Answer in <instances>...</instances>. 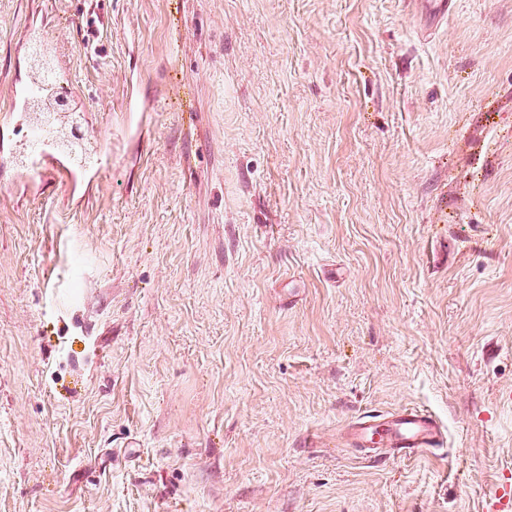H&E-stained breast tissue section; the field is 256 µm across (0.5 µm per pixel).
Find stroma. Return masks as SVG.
Returning a JSON list of instances; mask_svg holds the SVG:
<instances>
[{
    "label": "stroma",
    "mask_w": 512,
    "mask_h": 512,
    "mask_svg": "<svg viewBox=\"0 0 512 512\" xmlns=\"http://www.w3.org/2000/svg\"><path fill=\"white\" fill-rule=\"evenodd\" d=\"M21 30L108 162L25 169ZM0 128V512H483L512 473V0H0ZM403 408L444 446L346 443Z\"/></svg>",
    "instance_id": "obj_1"
}]
</instances>
